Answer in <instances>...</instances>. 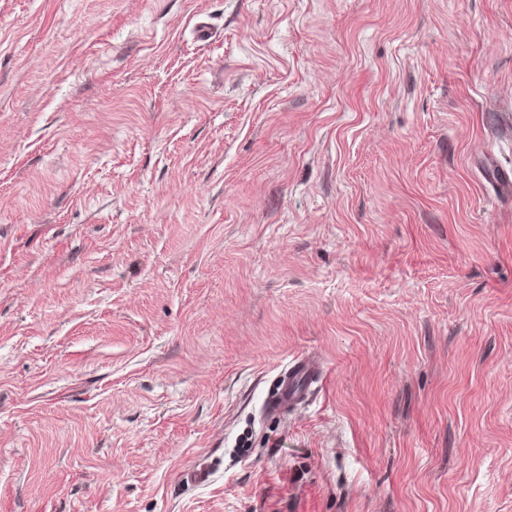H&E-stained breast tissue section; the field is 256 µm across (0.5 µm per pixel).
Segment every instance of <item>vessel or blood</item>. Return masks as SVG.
<instances>
[{
	"label": "vessel or blood",
	"instance_id": "vessel-or-blood-1",
	"mask_svg": "<svg viewBox=\"0 0 512 512\" xmlns=\"http://www.w3.org/2000/svg\"><path fill=\"white\" fill-rule=\"evenodd\" d=\"M323 380V369L314 359L308 356L296 358L277 378L265 403L266 412L286 415L294 406L304 402Z\"/></svg>",
	"mask_w": 512,
	"mask_h": 512
}]
</instances>
